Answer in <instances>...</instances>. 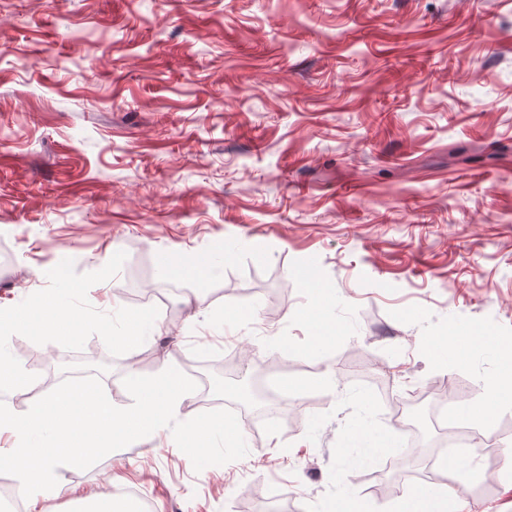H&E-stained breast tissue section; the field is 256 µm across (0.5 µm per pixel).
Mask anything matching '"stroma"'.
I'll use <instances>...</instances> for the list:
<instances>
[{
    "label": "stroma",
    "mask_w": 512,
    "mask_h": 512,
    "mask_svg": "<svg viewBox=\"0 0 512 512\" xmlns=\"http://www.w3.org/2000/svg\"><path fill=\"white\" fill-rule=\"evenodd\" d=\"M0 312L17 414L73 353L121 408L200 361L180 421L288 395L240 460L194 471L167 429L59 467L47 512H394L396 406L443 394L486 442L428 485L474 467L468 512H512V401L481 408L512 374V0H0Z\"/></svg>",
    "instance_id": "35a3bbf8"
}]
</instances>
